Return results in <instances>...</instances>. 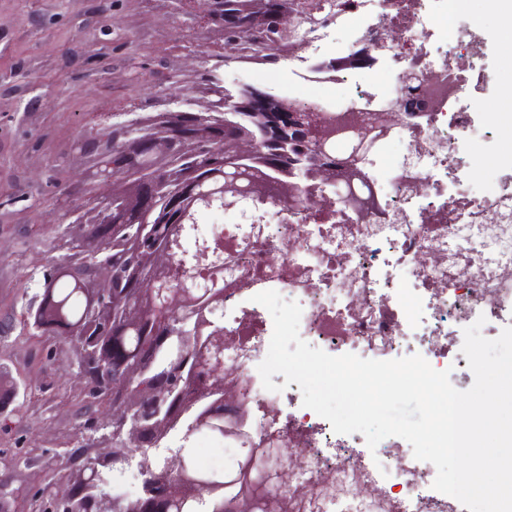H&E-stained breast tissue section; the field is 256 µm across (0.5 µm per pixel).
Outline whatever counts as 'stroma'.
<instances>
[{
	"label": "stroma",
	"instance_id": "1",
	"mask_svg": "<svg viewBox=\"0 0 512 512\" xmlns=\"http://www.w3.org/2000/svg\"><path fill=\"white\" fill-rule=\"evenodd\" d=\"M94 2L0 0V78L17 88L16 99L0 107V183L13 187L11 201L0 205V364L27 386L10 427L0 429V494L10 512H29L31 496L52 482L48 461L78 465L84 450L76 431L100 413L74 377L71 346L25 336L21 325L28 274L58 254L63 227L53 221L54 200L78 177L63 161L51 179H33L18 161L40 166L67 153L78 130L102 113L143 112L159 86L178 80L183 43L201 49L211 65L218 54L194 0L177 9L170 0H112L88 27L81 14ZM60 366L69 378L45 387Z\"/></svg>",
	"mask_w": 512,
	"mask_h": 512
}]
</instances>
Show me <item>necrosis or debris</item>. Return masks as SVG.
I'll return each instance as SVG.
<instances>
[{
	"mask_svg": "<svg viewBox=\"0 0 512 512\" xmlns=\"http://www.w3.org/2000/svg\"><path fill=\"white\" fill-rule=\"evenodd\" d=\"M459 2L342 0L340 14L307 34L304 52L274 78L285 96L301 95L310 59L344 56L358 41L399 30L406 47L384 52L376 71L353 68L321 81L324 100L379 110L401 96L408 72L456 85L426 123L397 122L367 160L387 223L356 222L325 192L293 214L269 201L260 222L242 223L228 210L215 226L225 257L235 260L224 287V379L250 391L243 432L298 449L304 467L288 488L297 507L322 500L325 512H461L457 499L430 489L426 471L403 464L402 438L382 440L366 458L353 438L303 407L298 384L277 374L278 391L264 389L257 367L273 321L253 300L274 290L299 303L301 338L328 354L393 360L412 339L438 371L464 362V330L478 317L488 331L512 326V151L503 152L491 130L507 117L498 32L463 27ZM476 90L493 113L471 106ZM479 154L495 161L482 189L469 175ZM359 488L367 498L356 496Z\"/></svg>",
	"mask_w": 512,
	"mask_h": 512,
	"instance_id": "4bbe7bcc",
	"label": "necrosis or debris"
}]
</instances>
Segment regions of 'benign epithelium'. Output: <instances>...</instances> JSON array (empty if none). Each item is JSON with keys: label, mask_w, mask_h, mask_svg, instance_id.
I'll return each instance as SVG.
<instances>
[{"label": "benign epithelium", "mask_w": 512, "mask_h": 512, "mask_svg": "<svg viewBox=\"0 0 512 512\" xmlns=\"http://www.w3.org/2000/svg\"><path fill=\"white\" fill-rule=\"evenodd\" d=\"M202 18L224 42V60L247 56L276 64L299 52V30L322 25L309 0H198ZM394 32L386 42L359 41L349 55L312 63L318 75L351 66L373 68L380 54L402 47ZM194 82L129 124H107L102 137L83 131L68 157L84 159L85 196L73 193L59 223L65 255L43 270L39 292L26 308L28 324L42 336L74 340L78 378L89 402L106 415L79 429L87 451L72 470L60 467L59 489L35 495L31 512H181L183 501L209 499L207 512H224V476L202 473L190 443L217 432L242 440V457L257 468L268 496L264 512H284L289 482L281 465L282 442L264 454L242 437L239 418L247 396L224 385V260L199 271L213 250V233L199 225L204 211L240 204L243 196L278 199L292 211L307 192L332 190L358 218L379 214L363 157L394 126V114L422 118L430 96L405 93L376 112L330 107L319 100L281 97L263 88L228 87L201 72L203 56L190 54ZM347 149L336 155V142ZM180 224L196 250L159 249L153 225ZM117 237L136 243L120 265L108 257ZM74 275L87 298L85 318L70 324L50 313L51 280ZM150 335L142 358L126 356L116 327ZM18 386L0 366V422ZM135 470L133 495L108 491L115 473Z\"/></svg>", "instance_id": "benign-epithelium-1"}]
</instances>
